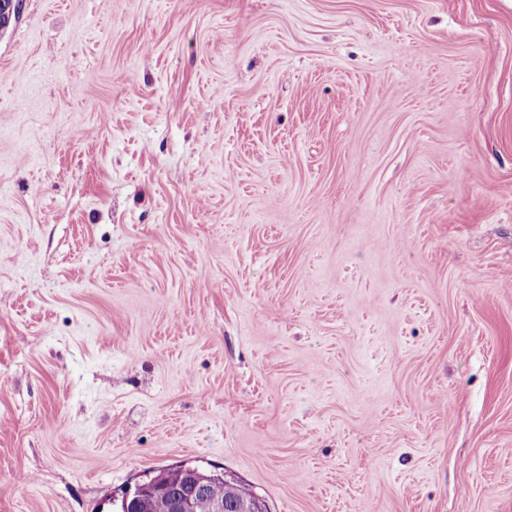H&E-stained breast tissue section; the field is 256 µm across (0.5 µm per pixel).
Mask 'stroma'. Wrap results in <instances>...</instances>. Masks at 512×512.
<instances>
[{"label": "stroma", "instance_id": "obj_1", "mask_svg": "<svg viewBox=\"0 0 512 512\" xmlns=\"http://www.w3.org/2000/svg\"><path fill=\"white\" fill-rule=\"evenodd\" d=\"M19 3L0 512H512V0ZM186 476H195L206 483V494L196 500L194 512H212L211 502L214 499H221L224 502H214L213 512H238L243 503L253 505L256 509L254 512H269L265 500L248 484L226 476L224 472L208 470L188 462L155 469L139 484L144 487H161L167 491L176 490L180 479ZM167 491L151 495L153 499L162 502L166 510L164 512H192L193 500L201 488L197 485L192 490L178 495H171Z\"/></svg>", "mask_w": 512, "mask_h": 512}]
</instances>
